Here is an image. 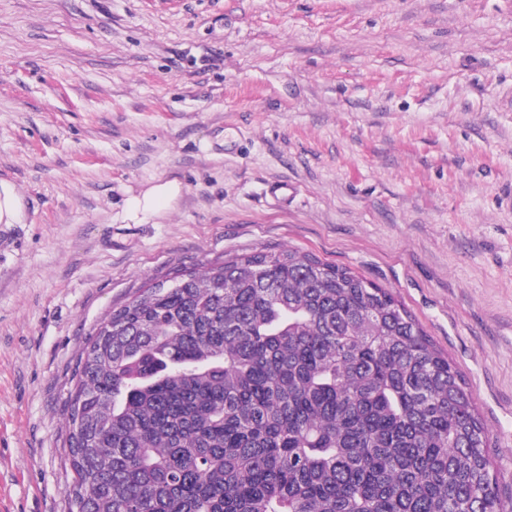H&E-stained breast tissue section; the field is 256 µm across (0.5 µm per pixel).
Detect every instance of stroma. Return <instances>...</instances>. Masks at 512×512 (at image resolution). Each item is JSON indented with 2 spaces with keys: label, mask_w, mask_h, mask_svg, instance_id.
<instances>
[{
  "label": "stroma",
  "mask_w": 512,
  "mask_h": 512,
  "mask_svg": "<svg viewBox=\"0 0 512 512\" xmlns=\"http://www.w3.org/2000/svg\"><path fill=\"white\" fill-rule=\"evenodd\" d=\"M0 181V512H69L66 404L113 308L283 247L448 355L512 512V0H0ZM181 192L182 184L177 178L160 179L125 200L124 220L148 224L171 208ZM22 211V199L9 182L0 181V224H18Z\"/></svg>",
  "instance_id": "35a3bbf8"
}]
</instances>
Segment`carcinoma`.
I'll use <instances>...</instances> for the list:
<instances>
[{
  "label": "carcinoma",
  "instance_id": "carcinoma-1",
  "mask_svg": "<svg viewBox=\"0 0 512 512\" xmlns=\"http://www.w3.org/2000/svg\"><path fill=\"white\" fill-rule=\"evenodd\" d=\"M175 279L80 356V512H503L461 374L390 290L293 249Z\"/></svg>",
  "mask_w": 512,
  "mask_h": 512
}]
</instances>
